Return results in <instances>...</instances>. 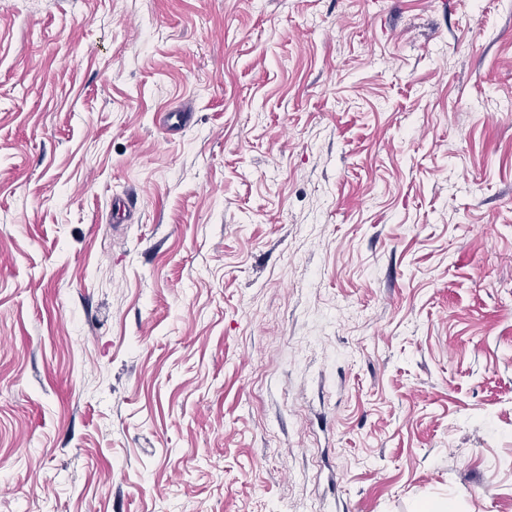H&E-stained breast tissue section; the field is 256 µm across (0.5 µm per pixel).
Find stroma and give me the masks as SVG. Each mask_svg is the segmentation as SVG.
Segmentation results:
<instances>
[{
    "mask_svg": "<svg viewBox=\"0 0 512 512\" xmlns=\"http://www.w3.org/2000/svg\"><path fill=\"white\" fill-rule=\"evenodd\" d=\"M342 500L512 512V0H0V512Z\"/></svg>",
    "mask_w": 512,
    "mask_h": 512,
    "instance_id": "stroma-1",
    "label": "stroma"
}]
</instances>
